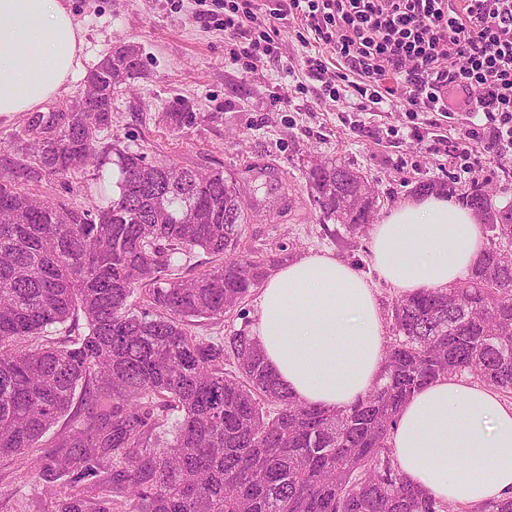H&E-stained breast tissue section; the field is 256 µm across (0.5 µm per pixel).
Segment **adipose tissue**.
<instances>
[{"mask_svg":"<svg viewBox=\"0 0 512 512\" xmlns=\"http://www.w3.org/2000/svg\"><path fill=\"white\" fill-rule=\"evenodd\" d=\"M85 40L67 0H0V116L40 112L82 76ZM484 246L474 212L442 194L394 207L371 235L379 277L403 294L452 286ZM252 335L301 401L333 409L382 372L384 323L369 280L334 255L308 254L268 277ZM390 443L410 482L479 505L512 496V404L460 376L437 379L402 408Z\"/></svg>","mask_w":512,"mask_h":512,"instance_id":"adipose-tissue-1","label":"adipose tissue"}]
</instances>
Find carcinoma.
Wrapping results in <instances>:
<instances>
[{
  "mask_svg": "<svg viewBox=\"0 0 512 512\" xmlns=\"http://www.w3.org/2000/svg\"><path fill=\"white\" fill-rule=\"evenodd\" d=\"M140 66L137 50L115 52L88 75L86 96L35 117L36 154L0 151V456L34 455L53 512H449L401 473L390 432L441 377L512 395V211L477 186L465 192L489 233L468 276L396 300L383 383L341 409L305 404L249 331L208 341L190 329L245 315L250 289L286 259L235 256L248 221L236 183L97 145L117 87ZM88 165L90 209L14 185ZM306 177L322 222L369 223L375 196L360 171L316 162ZM196 249L215 264L186 278L179 255ZM61 325L63 341L52 334ZM64 416V432L42 443ZM471 512H512V497Z\"/></svg>",
  "mask_w": 512,
  "mask_h": 512,
  "instance_id": "obj_1",
  "label": "carcinoma"
}]
</instances>
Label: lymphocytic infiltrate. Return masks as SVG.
Listing matches in <instances>:
<instances>
[{
  "label": "lymphocytic infiltrate",
  "mask_w": 512,
  "mask_h": 512,
  "mask_svg": "<svg viewBox=\"0 0 512 512\" xmlns=\"http://www.w3.org/2000/svg\"><path fill=\"white\" fill-rule=\"evenodd\" d=\"M225 36L248 52L278 56L279 21L291 18L343 64L329 73L306 55L309 74L346 103L381 107L399 96L412 113L483 114L457 137L460 153L485 139L487 152L512 149V0H215Z\"/></svg>",
  "instance_id": "obj_1"
}]
</instances>
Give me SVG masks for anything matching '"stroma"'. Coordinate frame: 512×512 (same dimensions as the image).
<instances>
[{
  "label": "stroma",
  "instance_id": "stroma-1",
  "mask_svg": "<svg viewBox=\"0 0 512 512\" xmlns=\"http://www.w3.org/2000/svg\"><path fill=\"white\" fill-rule=\"evenodd\" d=\"M84 32L88 67L108 54L137 48L141 73L120 86L112 104V124L98 134L101 144L145 153L148 161L177 167L223 169L236 182L245 202H252L254 181L264 169L274 171L288 194V204L264 214L250 213L237 245L239 255L261 256L286 250L289 258L332 253L375 288L389 329L398 293L375 272L370 253L373 224L401 201L419 194L420 184L461 201L472 186L487 191L496 209L512 207V150L487 160L482 144L462 159L454 144L468 123L466 113L452 118L412 116L402 101L380 110H355L323 94L308 77L303 57L307 36L299 22L279 25L278 42L287 66L267 56H245L239 41L225 37L197 17L196 0H69ZM163 112H194V125L182 128L159 120ZM335 160L362 172L377 199L370 226L352 230L322 223L312 204L305 173L316 162ZM94 167L65 177L20 182L30 191L72 208L89 206ZM259 289L246 298L244 316L229 312L201 319L193 330L221 339L251 328ZM37 512H51L30 469L0 458V512H19L24 502Z\"/></svg>",
  "mask_w": 512,
  "mask_h": 512
}]
</instances>
